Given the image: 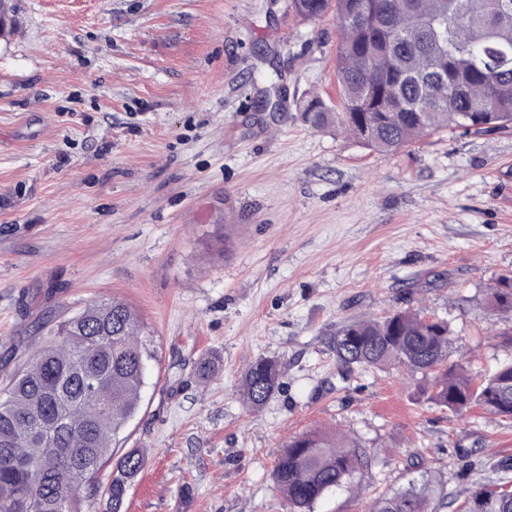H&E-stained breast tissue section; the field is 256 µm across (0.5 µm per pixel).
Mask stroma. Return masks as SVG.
Wrapping results in <instances>:
<instances>
[{"label":"stroma","mask_w":512,"mask_h":512,"mask_svg":"<svg viewBox=\"0 0 512 512\" xmlns=\"http://www.w3.org/2000/svg\"><path fill=\"white\" fill-rule=\"evenodd\" d=\"M289 3L0 0V352L37 348L47 310L137 311L157 357L119 442L147 457L127 512H287L277 457L325 429L373 459L314 512L422 483L461 499L512 458V419L331 346L410 308L447 320L475 379L512 359V316L484 304L512 271V130L380 154L309 128L302 101L341 109L339 32ZM262 357L282 387L253 411L237 390Z\"/></svg>","instance_id":"1"}]
</instances>
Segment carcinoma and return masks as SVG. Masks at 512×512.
Masks as SVG:
<instances>
[{
    "label": "carcinoma",
    "instance_id": "obj_1",
    "mask_svg": "<svg viewBox=\"0 0 512 512\" xmlns=\"http://www.w3.org/2000/svg\"><path fill=\"white\" fill-rule=\"evenodd\" d=\"M335 4L336 78L342 111L318 100L301 105L312 129L336 125L365 147L391 153L446 129L485 133L512 128V0H292L306 20ZM487 309L512 312V275L488 291ZM30 355L4 351L13 370L0 388V512H83L100 500L126 512L127 492L145 466L139 448L97 475L137 415L155 354L138 314L114 298L60 317L44 312ZM448 322L409 310L344 324L333 338L347 368L398 366L430 377L435 406L460 417L472 407L512 417V361L475 383L448 363ZM281 365L255 361L240 391L254 410L279 388ZM370 451L340 432L293 437L277 457L273 482L289 512H312L342 486ZM368 512H433L430 495L410 487L375 500ZM455 512H512V484L486 485Z\"/></svg>",
    "mask_w": 512,
    "mask_h": 512
}]
</instances>
